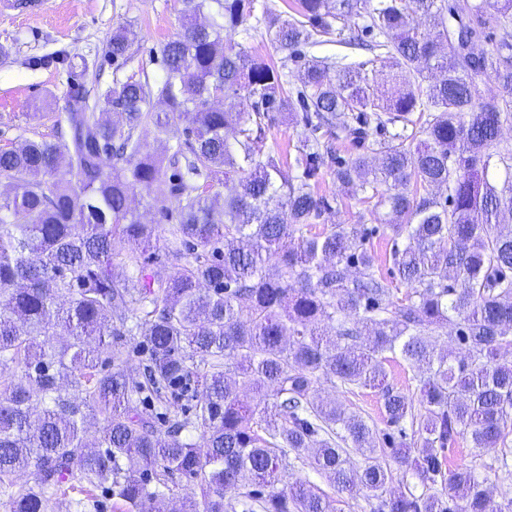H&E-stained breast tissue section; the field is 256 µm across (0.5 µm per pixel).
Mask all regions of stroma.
Here are the masks:
<instances>
[{"instance_id": "1", "label": "stroma", "mask_w": 512, "mask_h": 512, "mask_svg": "<svg viewBox=\"0 0 512 512\" xmlns=\"http://www.w3.org/2000/svg\"><path fill=\"white\" fill-rule=\"evenodd\" d=\"M181 9V0H35L34 7L16 10L0 0V45L10 50L7 60H0V148L23 139L54 138L71 80L93 93L135 74L161 80L164 72L155 51L180 33ZM123 24L132 25L139 40L127 65L118 70L103 51L113 29ZM302 132L299 119L275 113L264 149L285 171L295 169ZM318 190L333 203L316 220V228L364 225L370 231L375 271L389 276L394 235L388 225L376 221L374 203L344 193L329 170ZM448 458L452 466L474 470L496 502L512 498V475L501 470L493 456L474 455L462 441L449 450Z\"/></svg>"}]
</instances>
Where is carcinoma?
<instances>
[{
    "instance_id": "cac0c4a2",
    "label": "carcinoma",
    "mask_w": 512,
    "mask_h": 512,
    "mask_svg": "<svg viewBox=\"0 0 512 512\" xmlns=\"http://www.w3.org/2000/svg\"><path fill=\"white\" fill-rule=\"evenodd\" d=\"M182 4V32L159 48L162 81L130 77L92 101L75 85L67 135L0 149V364L17 368L0 380V486L21 470L36 477L10 496V512H49L50 494L73 480L91 497H118L125 512H161L160 486L174 472L198 480L186 512H342L358 484L377 512H512V498L494 502L446 455L463 438L504 467L512 454V362L501 358L512 346V227L502 225L512 175L490 174L494 158L512 171V149L498 148L512 125V0H297L285 18L268 8L278 65L232 37L256 0ZM352 16L387 54L386 77L313 57L290 86L288 61ZM422 19L435 33L420 31ZM136 39L122 26L105 54L125 64ZM490 79L501 97L479 92ZM218 91L237 106L212 107ZM298 107L305 130L290 175L262 144L270 113ZM398 123L388 138H369ZM145 125L176 138V149L153 155ZM333 135L363 152L336 161ZM332 166L337 182L388 209L404 240L393 265L405 296L374 273L364 228L312 232L331 208L315 186ZM234 178L239 189L217 207L212 189ZM136 187L167 225L140 222L129 206ZM20 214L27 223L12 221ZM159 237L175 260L166 277L141 260ZM123 244L133 272L119 279L112 259ZM450 325L462 358L435 353L433 336ZM62 333L70 341L58 348L52 337ZM137 336L143 383L120 365ZM104 354L116 368L100 369ZM398 357L416 370L418 411L386 382ZM63 375L80 401L62 393ZM327 384L379 390L397 434L324 401ZM35 398L44 408L33 421ZM183 400L195 420L158 411ZM89 413L103 417L102 452L87 450ZM192 430L203 447L183 437ZM311 448L309 465L334 494L302 478L275 488L287 455ZM392 463L422 491H389Z\"/></svg>"
}]
</instances>
